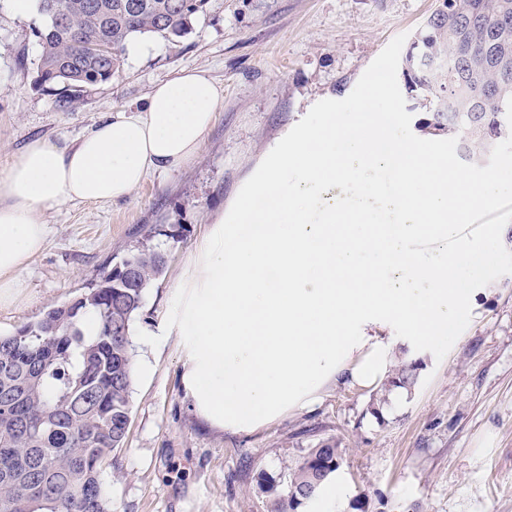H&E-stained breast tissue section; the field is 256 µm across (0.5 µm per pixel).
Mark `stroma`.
Returning a JSON list of instances; mask_svg holds the SVG:
<instances>
[{"instance_id":"stroma-1","label":"stroma","mask_w":512,"mask_h":512,"mask_svg":"<svg viewBox=\"0 0 512 512\" xmlns=\"http://www.w3.org/2000/svg\"><path fill=\"white\" fill-rule=\"evenodd\" d=\"M440 0H208L190 32L132 38L110 81L71 100L34 84L37 14L0 0V169L30 142H76L108 113L142 104L182 68L205 70L224 107L197 159L151 176L116 203L68 202L45 213L44 250L26 288L0 309V336L77 298L106 264L148 246L167 269L131 326V421L103 482L112 512H271L310 448L342 449L340 492L298 512H512V275L484 286L443 360L425 354L415 388L367 411L370 391L331 386L317 402L252 432H217L182 392L176 307L211 217L229 211L273 147L320 100H341L398 34H415ZM347 208L386 210L402 192L381 168L357 174Z\"/></svg>"}]
</instances>
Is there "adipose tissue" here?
Returning a JSON list of instances; mask_svg holds the SVG:
<instances>
[{"label": "adipose tissue", "mask_w": 512, "mask_h": 512, "mask_svg": "<svg viewBox=\"0 0 512 512\" xmlns=\"http://www.w3.org/2000/svg\"><path fill=\"white\" fill-rule=\"evenodd\" d=\"M223 88L204 71L184 69L156 84L144 106L113 112L74 146L37 140L0 171V306L14 303L23 272L45 248L48 207L106 204L129 197L155 173L194 161ZM387 154L406 184L400 221L382 237L348 238L332 224H296L295 198L335 205L355 170ZM282 175L258 185L263 211L242 209L241 223L216 217L194 271L180 290L177 318L184 354L182 389L209 428L248 432L316 402L326 386L375 385L392 370L393 349L380 336H358L362 323L406 325L425 348L454 332V313L469 269L481 256L459 231L475 199H457L442 157L421 144L385 141L364 127H328L299 141L281 160ZM448 236L441 257L422 252L428 236ZM414 240L411 249L402 248ZM383 249L408 287L395 288L359 265L361 250Z\"/></svg>", "instance_id": "adipose-tissue-1"}]
</instances>
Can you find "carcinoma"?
Masks as SVG:
<instances>
[{"instance_id":"1","label":"carcinoma","mask_w":512,"mask_h":512,"mask_svg":"<svg viewBox=\"0 0 512 512\" xmlns=\"http://www.w3.org/2000/svg\"><path fill=\"white\" fill-rule=\"evenodd\" d=\"M42 27L35 84L50 92H80L111 80L123 65L126 44L152 34L165 40L191 30L206 0H35ZM64 5V19L53 10ZM512 29V0H443L416 33L404 57L405 85L422 101V131L458 137L459 159H489L512 133L502 95L490 89L512 72V40L484 41L487 31ZM443 53L448 68L436 76L420 60ZM163 253L131 251L100 271L74 301L47 310L36 322L0 336V512H112L101 472L124 445L130 423L133 356L131 324L147 292L164 274ZM92 314L98 333L88 338ZM417 382L416 365L399 362L367 408L381 411L394 387ZM334 440L309 450L288 473V492L274 512H297L317 497L338 471Z\"/></svg>"}]
</instances>
